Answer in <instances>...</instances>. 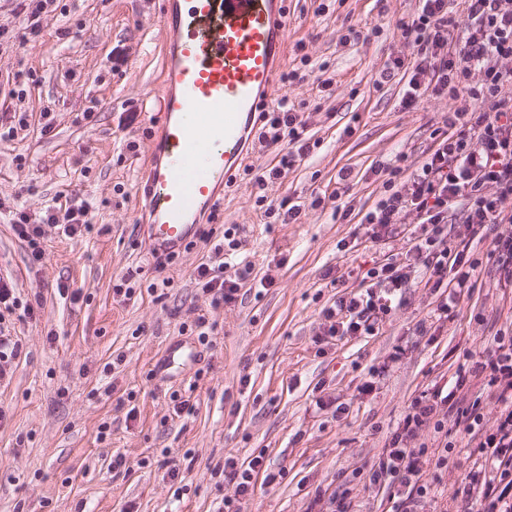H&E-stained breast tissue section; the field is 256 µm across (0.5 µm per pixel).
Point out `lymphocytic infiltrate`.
Segmentation results:
<instances>
[{
	"label": "lymphocytic infiltrate",
	"mask_w": 512,
	"mask_h": 512,
	"mask_svg": "<svg viewBox=\"0 0 512 512\" xmlns=\"http://www.w3.org/2000/svg\"><path fill=\"white\" fill-rule=\"evenodd\" d=\"M418 14L397 25L411 44L413 56L387 63L386 76L407 79L404 107L414 106L423 88L433 95L456 96L466 92L474 101L470 109L449 113L447 129L436 136V146L401 183L386 181L389 193L368 210L362 221L372 243L389 245L409 239L401 260L368 269L359 288L340 295L322 311V336H363L379 331L392 305L402 297L412 273L427 269L433 288L445 289L441 314L475 288L473 244L490 239L504 281L512 283V0H460L462 20H455L451 0H421ZM258 140L275 148V163L257 174L254 185L266 189L282 179L297 160L311 151L306 123L287 99L260 113ZM414 215L421 232L408 237L404 219ZM91 205L73 200L39 212L14 213L12 228L29 251L32 262H42L44 225L69 237L91 229ZM465 225L469 237L452 241L448 227ZM239 243L215 245L212 261L200 264L194 279L210 295L212 306L235 303L239 278L224 274L227 253ZM484 378L500 406L492 431L483 429L481 400L462 403L454 390L434 388L410 404L390 445L368 472L370 485L397 487L401 512H419L431 488L423 479L424 457L436 466L448 463L447 449L427 452L409 442L425 428L442 431L445 418L477 435L478 465L452 487V496L477 505V512H512V336L494 335L490 347L480 352L469 372L459 373L455 384L469 375Z\"/></svg>",
	"instance_id": "obj_1"
}]
</instances>
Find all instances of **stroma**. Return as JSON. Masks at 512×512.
Masks as SVG:
<instances>
[{"mask_svg": "<svg viewBox=\"0 0 512 512\" xmlns=\"http://www.w3.org/2000/svg\"><path fill=\"white\" fill-rule=\"evenodd\" d=\"M159 0H57L41 35L0 43V113L23 112L26 127L0 137V273L33 317L13 314L18 356L0 380V512H217L235 499L224 461L261 453L273 484L257 481L242 512H396L390 487L365 476L412 401L452 383L471 353L512 329V287L500 284L489 242L474 245L475 290L448 319L424 274L373 336H337L317 347L321 311L359 282L337 285L326 269L364 271L405 252L374 246L362 216L384 196L380 166L410 175L448 113L469 108L467 93L404 108L406 86L381 79L390 59L409 57L397 23L419 0H286L288 55L277 81L306 122L315 146L270 184L268 198L304 203L297 221L264 224L253 177L272 150L249 141L233 179L218 192L217 220L156 269L141 224L145 161L161 120L164 32ZM329 80L320 89L321 80ZM53 128L43 133V112ZM352 170L338 192L341 168ZM325 196L315 207L314 196ZM92 205L90 233L68 237L44 225L46 255L30 264L9 213L73 198ZM349 208L348 219L337 208ZM252 271L235 303L211 307L193 272L227 228ZM131 275V298L114 280ZM274 284L259 287L262 277ZM214 329L200 344L194 322ZM194 344L190 363L160 370L170 346ZM371 391H362L365 381ZM190 410L173 411L172 395ZM342 417H333L337 404ZM447 467L427 465L430 512H467L452 500L455 480L478 460L470 438L449 429Z\"/></svg>", "mask_w": 512, "mask_h": 512, "instance_id": "obj_1", "label": "stroma"}]
</instances>
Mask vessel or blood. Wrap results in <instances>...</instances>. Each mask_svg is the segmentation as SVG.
<instances>
[{
  "instance_id": "obj_1",
  "label": "vessel or blood",
  "mask_w": 512,
  "mask_h": 512,
  "mask_svg": "<svg viewBox=\"0 0 512 512\" xmlns=\"http://www.w3.org/2000/svg\"><path fill=\"white\" fill-rule=\"evenodd\" d=\"M285 3L160 0L163 124L149 148L144 210L155 251L188 243L240 163L286 53Z\"/></svg>"
}]
</instances>
